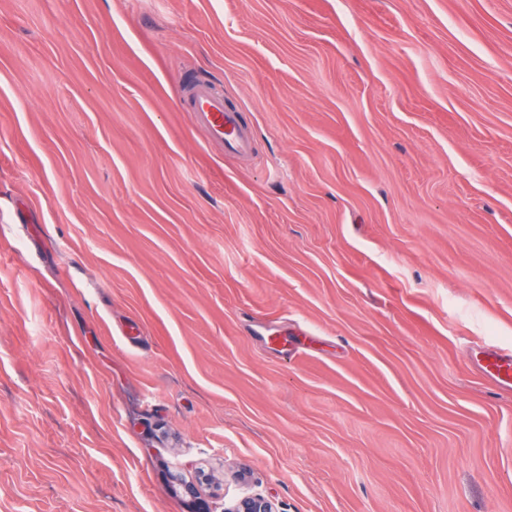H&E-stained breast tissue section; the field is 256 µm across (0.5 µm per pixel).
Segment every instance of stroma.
Masks as SVG:
<instances>
[{"label":"stroma","mask_w":512,"mask_h":512,"mask_svg":"<svg viewBox=\"0 0 512 512\" xmlns=\"http://www.w3.org/2000/svg\"><path fill=\"white\" fill-rule=\"evenodd\" d=\"M490 347L512 0H0V512H512ZM200 126L224 146L227 152L243 153L249 149V133L240 126L235 112L225 109L224 96L205 82L191 83L183 95ZM225 512H277L275 504L261 496H245Z\"/></svg>","instance_id":"obj_1"}]
</instances>
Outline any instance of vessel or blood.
Masks as SVG:
<instances>
[{"instance_id": "1", "label": "vessel or blood", "mask_w": 512, "mask_h": 512, "mask_svg": "<svg viewBox=\"0 0 512 512\" xmlns=\"http://www.w3.org/2000/svg\"><path fill=\"white\" fill-rule=\"evenodd\" d=\"M183 99L189 105L197 124L207 128L226 151L243 153L248 150V132L240 125L237 115L225 108L223 95L212 85L200 81L193 82ZM482 367L500 387L512 388L511 349H493L485 352Z\"/></svg>"}]
</instances>
